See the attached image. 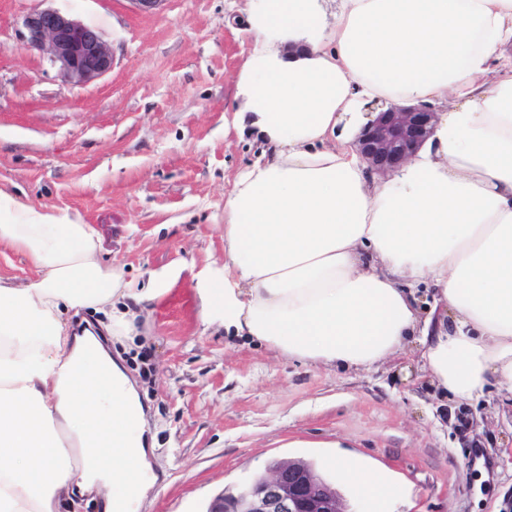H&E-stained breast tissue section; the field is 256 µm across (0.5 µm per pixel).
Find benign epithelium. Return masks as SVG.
Returning <instances> with one entry per match:
<instances>
[{
    "label": "benign epithelium",
    "instance_id": "obj_1",
    "mask_svg": "<svg viewBox=\"0 0 512 512\" xmlns=\"http://www.w3.org/2000/svg\"><path fill=\"white\" fill-rule=\"evenodd\" d=\"M27 48L46 55L66 82L83 86L112 70V51L103 34L56 9H34L23 21ZM436 113L395 107L376 113L356 141V152L380 175L396 172L433 134ZM209 512H352L339 489L318 477L301 459L281 460L257 482Z\"/></svg>",
    "mask_w": 512,
    "mask_h": 512
}]
</instances>
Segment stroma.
I'll use <instances>...</instances> for the list:
<instances>
[{
	"label": "stroma",
	"mask_w": 512,
	"mask_h": 512,
	"mask_svg": "<svg viewBox=\"0 0 512 512\" xmlns=\"http://www.w3.org/2000/svg\"><path fill=\"white\" fill-rule=\"evenodd\" d=\"M70 14L101 31L112 70L65 82L26 48L25 16ZM247 0H0V191L92 225L104 265L149 286L174 274L113 357L136 381L157 477L137 512H206L274 459L378 469L402 492L388 512H512V417L493 396H440L408 346L370 369H326L204 329L199 273L224 264V195L257 144L225 128L250 43ZM469 412L484 462L454 431Z\"/></svg>",
	"instance_id": "1"
}]
</instances>
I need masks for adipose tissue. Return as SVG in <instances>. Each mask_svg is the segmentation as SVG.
I'll use <instances>...</instances> for the list:
<instances>
[{"mask_svg":"<svg viewBox=\"0 0 512 512\" xmlns=\"http://www.w3.org/2000/svg\"><path fill=\"white\" fill-rule=\"evenodd\" d=\"M232 124L260 149L224 196V266L203 324L314 367L368 369L416 344L452 400L512 406V0H250ZM431 106L433 135L389 176L354 148L368 105ZM0 512H56L75 491L135 507L155 484L139 394L69 313L129 335L171 278L139 289L103 266L91 225L0 192ZM433 306L417 307L418 286ZM332 466L371 512L398 489ZM31 273V267L24 255L1 246L0 277L21 280L30 276Z\"/></svg>","mask_w":512,"mask_h":512,"instance_id":"1","label":"adipose tissue"}]
</instances>
